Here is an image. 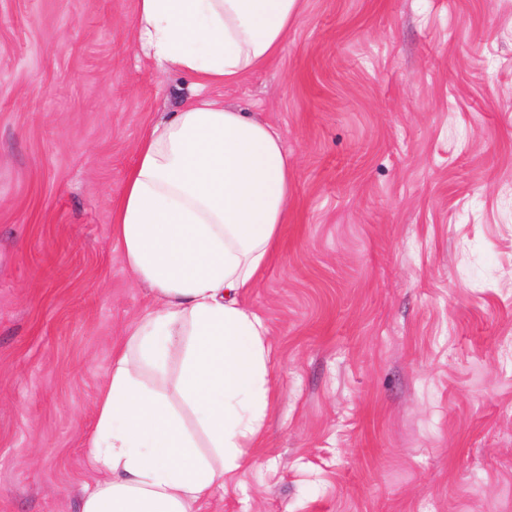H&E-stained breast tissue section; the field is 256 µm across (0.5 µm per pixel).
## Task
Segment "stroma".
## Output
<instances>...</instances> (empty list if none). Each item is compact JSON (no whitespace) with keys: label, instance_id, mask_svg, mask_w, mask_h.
Returning <instances> with one entry per match:
<instances>
[{"label":"stroma","instance_id":"1","mask_svg":"<svg viewBox=\"0 0 512 512\" xmlns=\"http://www.w3.org/2000/svg\"><path fill=\"white\" fill-rule=\"evenodd\" d=\"M137 0H0V512H78L112 348L151 305L112 204L192 77ZM208 95L277 125L259 466L195 512H512V0H301Z\"/></svg>","mask_w":512,"mask_h":512}]
</instances>
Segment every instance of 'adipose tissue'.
Returning <instances> with one entry per match:
<instances>
[{
	"mask_svg": "<svg viewBox=\"0 0 512 512\" xmlns=\"http://www.w3.org/2000/svg\"><path fill=\"white\" fill-rule=\"evenodd\" d=\"M300 0H137L136 39L200 94L148 130L112 209V234L153 307L127 331L95 405L98 478L79 512H194L255 463L269 406L254 287L288 221L292 168L279 130L204 95L280 52ZM172 390L145 384L171 351Z\"/></svg>",
	"mask_w": 512,
	"mask_h": 512,
	"instance_id": "ef3b65f1",
	"label": "adipose tissue"
}]
</instances>
